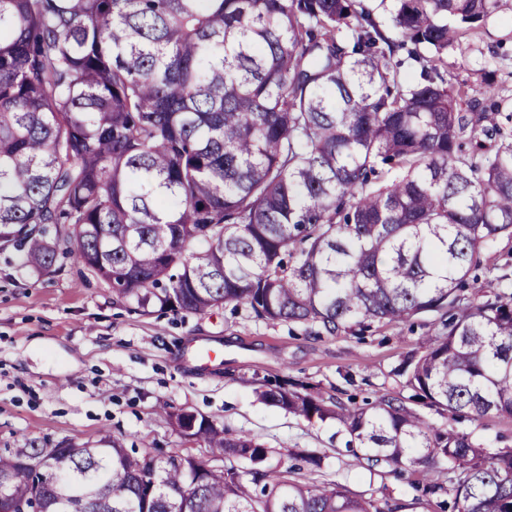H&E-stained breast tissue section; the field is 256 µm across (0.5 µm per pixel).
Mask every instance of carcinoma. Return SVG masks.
Instances as JSON below:
<instances>
[{
	"label": "carcinoma",
	"mask_w": 512,
	"mask_h": 512,
	"mask_svg": "<svg viewBox=\"0 0 512 512\" xmlns=\"http://www.w3.org/2000/svg\"><path fill=\"white\" fill-rule=\"evenodd\" d=\"M497 0H0V252L74 258L119 298L201 314L226 303L328 334L448 312L404 364L426 405L512 415V295L465 302L485 248L512 237V138L448 49ZM405 59L392 61L395 52ZM418 78H401L404 61ZM66 224L47 238V225ZM259 396L333 421L346 451L396 474L448 464L440 512H512V449L488 452L385 394L365 408L287 381ZM224 459L95 446L0 453L29 512H398L267 464L270 449L192 413ZM238 460L251 467L240 470Z\"/></svg>",
	"instance_id": "1"
}]
</instances>
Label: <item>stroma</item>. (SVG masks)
Returning <instances> with one entry per match:
<instances>
[{
	"mask_svg": "<svg viewBox=\"0 0 512 512\" xmlns=\"http://www.w3.org/2000/svg\"><path fill=\"white\" fill-rule=\"evenodd\" d=\"M466 42L465 51L448 53V82L467 83L485 105L512 98V0H498ZM483 261L466 301L512 292V238L495 241ZM440 320L427 312L330 335L317 325L259 320L231 303L204 314L142 309L73 259L37 274L18 252L0 253V451L93 444L107 435L128 448L206 461L208 449L175 425L176 414L193 412L271 448L270 464L295 468L297 479L408 503L417 475L359 465L335 422L300 420L264 402L258 382L301 383L352 408L382 393L411 400L402 367ZM202 346L215 352L204 365L194 357ZM419 411L490 452L512 448V416L452 423L427 406ZM303 450L322 456L321 468L306 466Z\"/></svg>",
	"mask_w": 512,
	"mask_h": 512,
	"instance_id": "obj_1",
	"label": "stroma"
}]
</instances>
